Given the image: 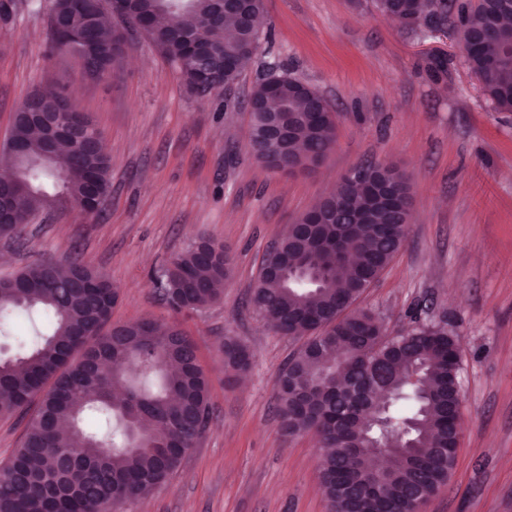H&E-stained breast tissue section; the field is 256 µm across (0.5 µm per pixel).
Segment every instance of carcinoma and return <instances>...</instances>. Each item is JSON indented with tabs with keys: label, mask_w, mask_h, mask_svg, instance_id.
<instances>
[{
	"label": "carcinoma",
	"mask_w": 512,
	"mask_h": 512,
	"mask_svg": "<svg viewBox=\"0 0 512 512\" xmlns=\"http://www.w3.org/2000/svg\"><path fill=\"white\" fill-rule=\"evenodd\" d=\"M132 22L147 34L181 75L192 78L197 61L182 40L183 31L202 26L219 49L215 61L232 86L253 59L254 30L249 12H227L210 26L213 0H128ZM382 14L407 19L411 29L428 28L422 12L449 15L448 0L418 5L417 0H376ZM95 22L53 0L50 42L59 30L82 32L96 53L82 58L86 72L121 68L124 34L111 22L106 0H95ZM233 30L224 36V28ZM467 47L466 62L495 108L512 112V15L497 0L458 4L453 25ZM275 94L292 127V147L265 137L271 112L251 111L249 148L273 158L280 170L306 167L325 156L335 140L337 118L288 74H279ZM56 96L30 93L13 116L9 137L0 144V162L10 167L24 154L18 182L0 188L14 192L19 208L0 223V237H23L33 219L66 200L75 210L86 205L93 186H111L110 159L92 147L98 126L85 138L64 137L68 151L59 160L48 130L31 114L48 108ZM363 181L395 182L412 188L411 175L387 162L362 164ZM362 181L339 182L335 198L322 199L288 228L277 258L289 267L317 265L309 279L290 272L258 279L253 309L287 336H307L288 361V388L276 386L281 428L292 437L312 432L333 452L321 460L322 487L330 512H413L410 497L445 484L456 460L451 423L460 403L459 359L448 330L418 321L394 335L371 311L355 307L404 242L403 215L383 201L362 210L352 203ZM62 276L52 263L26 265L0 276V327L27 314L40 315L49 330L34 331L9 361H0V417L36 411L11 462L0 467V512H100L104 499L120 492L133 501L148 496L180 467L203 437L209 417L210 377L200 367L193 341L177 325L142 318L112 322L118 290L102 273L74 260ZM233 274L232 263L207 256L197 245L176 256L156 281L176 311L198 310L219 302L215 285ZM341 361H336V350ZM219 351L224 381L230 370L248 371L252 355L233 336ZM418 375L419 385L409 383ZM403 433L406 450L390 459L385 485L369 480L382 436ZM77 458L61 466L66 449Z\"/></svg>",
	"instance_id": "1"
}]
</instances>
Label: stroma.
I'll list each match as a JSON object with an SVG mask.
<instances>
[{"label":"stroma","mask_w":512,"mask_h":512,"mask_svg":"<svg viewBox=\"0 0 512 512\" xmlns=\"http://www.w3.org/2000/svg\"><path fill=\"white\" fill-rule=\"evenodd\" d=\"M0 16V142L37 89H65L103 133L110 195L98 216L52 212L19 241L0 238V274L77 258L117 288L116 321L177 324L212 377L209 427L177 472L127 512H329L313 434L283 436L275 387L302 338L249 307L263 256L341 174L390 162L413 179L407 240L360 298L388 333L445 326L462 363L455 467L423 512H512V112L495 111L449 30L388 23L372 0H264L261 49L231 90L200 99L144 34L122 69L86 76L49 51L51 0H9ZM306 81L337 115L320 167L294 177L262 168L248 146L245 99L268 69ZM206 235L233 258L221 301L194 312L165 303L152 273ZM253 355L225 383L218 346Z\"/></svg>","instance_id":"stroma-1"}]
</instances>
